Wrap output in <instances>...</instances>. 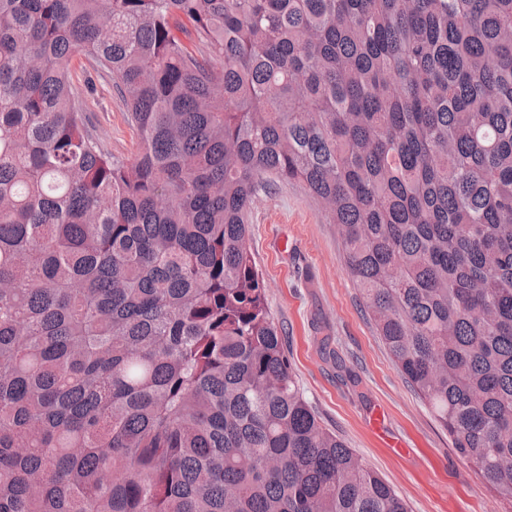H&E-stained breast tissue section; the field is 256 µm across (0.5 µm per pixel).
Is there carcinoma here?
Listing matches in <instances>:
<instances>
[{"label":"carcinoma","instance_id":"carcinoma-1","mask_svg":"<svg viewBox=\"0 0 512 512\" xmlns=\"http://www.w3.org/2000/svg\"><path fill=\"white\" fill-rule=\"evenodd\" d=\"M271 177L512 512V0H0V512H410L282 351ZM71 78L84 101L90 122L108 150L119 158L133 157L139 140L127 123L125 109L112 89V81L94 71L83 57L73 60Z\"/></svg>","mask_w":512,"mask_h":512}]
</instances>
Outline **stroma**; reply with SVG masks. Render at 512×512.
Here are the masks:
<instances>
[{
    "mask_svg": "<svg viewBox=\"0 0 512 512\" xmlns=\"http://www.w3.org/2000/svg\"><path fill=\"white\" fill-rule=\"evenodd\" d=\"M72 82L112 154L133 157L139 140L108 77L74 59ZM249 245L266 302L304 399L324 425L380 474L411 512H502L452 448L447 433L405 382L363 310L336 225L297 183L274 182L251 207ZM406 443L380 447L372 416Z\"/></svg>",
    "mask_w": 512,
    "mask_h": 512,
    "instance_id": "stroma-1",
    "label": "stroma"
}]
</instances>
